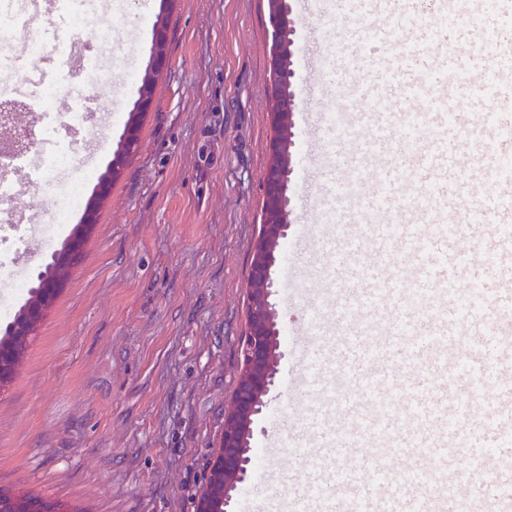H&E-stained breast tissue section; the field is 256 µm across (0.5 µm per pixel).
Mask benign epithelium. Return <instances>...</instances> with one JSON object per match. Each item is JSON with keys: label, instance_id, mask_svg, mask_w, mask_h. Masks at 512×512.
Wrapping results in <instances>:
<instances>
[{"label": "benign epithelium", "instance_id": "7a95c632", "mask_svg": "<svg viewBox=\"0 0 512 512\" xmlns=\"http://www.w3.org/2000/svg\"><path fill=\"white\" fill-rule=\"evenodd\" d=\"M277 8L269 13L275 33V51L272 58V99L276 112L273 118L285 127L291 126V118L297 106L298 93L294 85L295 61L298 48L295 43V20L289 0H275ZM166 30L155 28L147 71L162 72L167 64L165 52ZM139 126L128 124L122 135L121 146L115 150L110 163L111 170L125 167L139 143ZM292 141L271 142V159L263 181V221L261 231L253 246L250 261V288L247 308V327L242 336L241 360L230 408L224 414V434L216 452L210 475H223L224 498L222 506L230 503V493L247 483L253 465L250 439L253 425L266 408L265 397L275 386L280 358V330L277 311L271 302L273 266L283 254V247L291 227V197L297 189L292 182ZM85 242L72 237L55 255L57 270L62 272L78 261ZM44 309L39 304L30 305L20 323L12 327L17 336L25 335L41 320Z\"/></svg>", "mask_w": 512, "mask_h": 512}]
</instances>
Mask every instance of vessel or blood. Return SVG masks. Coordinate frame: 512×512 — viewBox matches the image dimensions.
I'll use <instances>...</instances> for the list:
<instances>
[{
  "label": "vessel or blood",
  "instance_id": "1",
  "mask_svg": "<svg viewBox=\"0 0 512 512\" xmlns=\"http://www.w3.org/2000/svg\"><path fill=\"white\" fill-rule=\"evenodd\" d=\"M48 2L0 0V28L23 20V38L38 42L43 62L40 69L30 68L28 55L9 44L0 49V69L33 93L49 83L52 60L71 36L64 14H54L53 25L43 24ZM365 5L369 43L380 63L370 83L358 85L356 92L377 89L392 108L370 113L363 122L323 112L311 141L319 175L333 177L356 212L383 210L393 220L376 222L364 233L334 225L320 239L333 256L332 276L326 281L331 305L309 307L297 330L302 367L295 385L310 390L326 376L333 382L326 395H333L337 384L349 388L344 413L350 425L310 437L291 427L274 439V447L286 445L299 456L320 458L294 484L288 502L295 512H455L461 491L448 477L447 448L459 443L486 451L479 462L486 479L475 492L476 512H499L502 497L512 491V469L502 466L512 458V445L504 442L512 434V341L501 337L512 332V237L485 233L488 250L501 261L498 275L489 279L478 263L463 264L461 238L449 233L448 226L457 216L471 215L469 200L475 187L483 185L497 189L485 201L486 211L498 223L512 222V179L503 174L504 159L512 157V87L498 92L504 105L494 113V152L476 151L473 167L463 170L465 138L485 124L449 117L442 69L457 68L469 45V29L450 25L401 41L387 22L389 15L397 9L416 16L422 0H365ZM481 26L494 35L501 64L511 67L512 27L502 25L495 13L483 14ZM427 75L436 91L427 109L413 111L409 98ZM414 118L431 132L428 146L410 137L389 138L386 126L406 127ZM330 130L366 146V153L336 156L327 144ZM398 246L411 253L432 252V270L420 269L402 280L381 263L363 272L347 262L364 249L381 258ZM461 279L480 285L493 300L466 321L446 300ZM351 280L358 292L348 298L342 286ZM337 327L341 336L332 349H324L327 329ZM460 350L468 354L465 377L448 372L449 352ZM486 370L492 373L489 391L473 392L471 375ZM452 392L464 400L490 401L494 425L478 423L463 434L449 431L448 422L457 412L448 401ZM405 406L415 416L409 426L399 419ZM397 456L406 459L405 469L393 467Z\"/></svg>",
  "mask_w": 512,
  "mask_h": 512
}]
</instances>
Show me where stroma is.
Segmentation results:
<instances>
[{
  "label": "stroma",
  "instance_id": "stroma-1",
  "mask_svg": "<svg viewBox=\"0 0 512 512\" xmlns=\"http://www.w3.org/2000/svg\"><path fill=\"white\" fill-rule=\"evenodd\" d=\"M170 12L169 65L139 145L112 182L68 282L40 322L10 387L0 392V488L60 499L83 512H196L240 363L252 246L263 206L273 130L268 97L272 28L267 0H124L91 21L108 82L97 85L95 128L78 143L104 173L139 95L154 23ZM300 48L294 83V172L289 243L273 268L280 351L277 387L251 442L263 456L280 417L308 424L317 397L291 392L294 333L325 283L316 244L320 200L308 138L343 91L316 83L325 70L349 81L372 66L354 0L322 14L294 11ZM329 23L334 52L311 41ZM265 483L234 492L233 508L269 494L285 504L290 478L314 466L290 448L265 458Z\"/></svg>",
  "mask_w": 512,
  "mask_h": 512
}]
</instances>
